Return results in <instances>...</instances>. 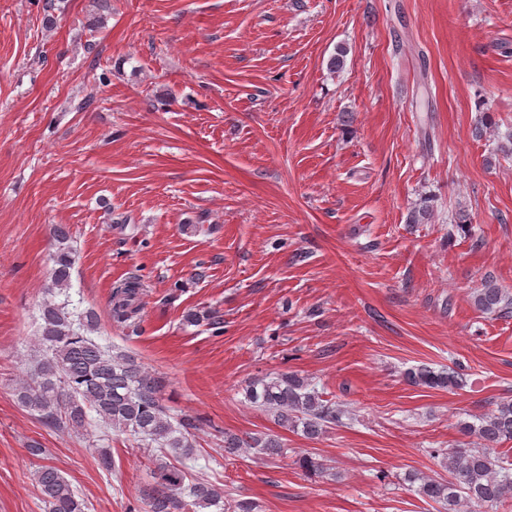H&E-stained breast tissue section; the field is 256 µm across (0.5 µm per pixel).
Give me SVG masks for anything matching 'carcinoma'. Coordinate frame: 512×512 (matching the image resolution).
Segmentation results:
<instances>
[{
    "label": "carcinoma",
    "instance_id": "cac0c4a2",
    "mask_svg": "<svg viewBox=\"0 0 512 512\" xmlns=\"http://www.w3.org/2000/svg\"><path fill=\"white\" fill-rule=\"evenodd\" d=\"M55 251L51 287L63 294L70 288L75 256L68 245L70 228L57 224L52 229ZM146 285L130 276L112 286V321L120 326L135 322L141 312V296ZM474 305L487 314L508 313L512 297L488 279L473 295ZM40 341L46 357L35 365L17 388L19 403L49 426L78 432L85 428L87 411L116 432L128 434L145 448H156L162 455H151L154 482L144 495L148 512H258L254 501L229 502L224 491L206 479L192 476L186 461L195 453L196 428L192 419L176 417L163 403L160 377L146 370L129 354L102 348L90 336L98 325L95 311L73 312L69 300L46 302L41 306ZM184 320L205 325L218 332L224 319L215 309H191ZM408 383L446 390L464 385L465 378L453 368L436 371L426 365L405 372ZM246 400L270 414L286 431L317 440L328 429L342 424L344 411L323 398L315 385L294 372L266 375L246 388ZM464 433L479 441L478 448L452 451L433 450L440 464L451 475L445 480L421 472L405 477L410 489L421 497L443 506L445 512H461L469 503L498 508L512 494V464L507 465L498 445L512 441V400L502 401L492 412L475 422L462 424ZM252 451L274 460L284 454L281 438L272 433L224 432V457ZM310 475L326 471L321 460L305 454L298 459ZM32 482L45 512H85L71 484L52 465H41L32 473Z\"/></svg>",
    "mask_w": 512,
    "mask_h": 512
}]
</instances>
